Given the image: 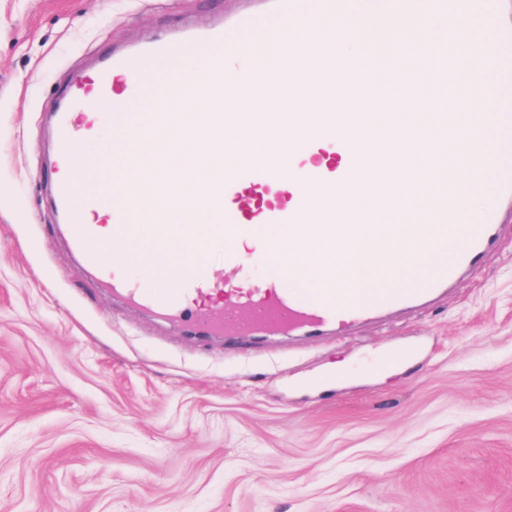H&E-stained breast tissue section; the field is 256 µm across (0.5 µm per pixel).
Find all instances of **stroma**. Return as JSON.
<instances>
[{
	"label": "stroma",
	"instance_id": "1",
	"mask_svg": "<svg viewBox=\"0 0 512 512\" xmlns=\"http://www.w3.org/2000/svg\"><path fill=\"white\" fill-rule=\"evenodd\" d=\"M237 7L0 0V512H512L511 234L431 305L260 342L158 321L69 251L53 105Z\"/></svg>",
	"mask_w": 512,
	"mask_h": 512
}]
</instances>
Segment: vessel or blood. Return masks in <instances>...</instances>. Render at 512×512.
<instances>
[{"label": "vessel or blood", "mask_w": 512, "mask_h": 512, "mask_svg": "<svg viewBox=\"0 0 512 512\" xmlns=\"http://www.w3.org/2000/svg\"><path fill=\"white\" fill-rule=\"evenodd\" d=\"M249 8L223 22L171 39H159L103 58L95 71L72 85L55 117L57 180L55 207L70 247L83 258L101 288L127 304L208 336H261L302 332L308 335L344 333L386 313L428 304L446 294L458 280L477 269L494 252L505 227H512V0H429L449 29L469 23L472 53L459 61L452 43L435 45L416 39L412 61H423L417 93L426 94L424 115L407 114L433 135L440 155L425 184L427 204L402 186V174L419 177L422 160L408 148L397 167L371 184L365 180V158L353 131L356 112L336 119L323 105L306 112L281 106L269 118L288 127H302L289 140L287 158L245 162L210 168L169 181L139 141L175 137L185 102L199 101L200 131L224 128L225 100L241 96L255 81L278 85L286 76L281 57L293 45L307 20L317 30L348 16L351 0H249ZM371 31L388 29L395 20L412 15L415 0H363ZM232 44L236 56L222 47ZM341 49H322L313 80L324 90L336 87V69L353 67ZM484 76L481 112L449 111L448 93L463 84L465 75ZM93 100H105V112L89 111ZM86 111L85 123L75 116ZM490 153L488 179L472 177L451 157L458 138ZM84 159L72 161L74 148ZM344 184L343 200L329 197V189ZM378 191L375 208L361 211L358 189ZM478 191L481 206L464 210V195ZM183 199L199 223L174 220L167 203ZM406 203L402 222L392 217L395 199ZM338 209L337 224H317L319 205ZM107 212L112 224V252L104 254L100 225L89 215ZM211 235L224 247V261L214 264L192 251L201 236ZM261 241L252 258L235 247L238 238ZM449 239L448 250L434 245ZM314 240L335 246L340 240L370 243L381 251L410 243L407 258L433 267V276L417 288H373L359 280L353 264L337 277L309 274L302 255L287 252L290 242ZM181 245L187 252L179 262H167L165 283L149 286L131 275V264L144 256L168 253ZM263 264L266 275L256 287L242 289L239 280L248 262ZM222 281L227 305L222 310L199 307L215 281Z\"/></svg>", "instance_id": "vessel-or-blood-1"}]
</instances>
